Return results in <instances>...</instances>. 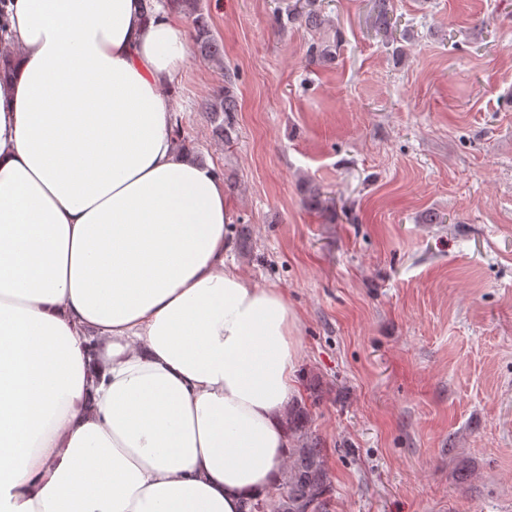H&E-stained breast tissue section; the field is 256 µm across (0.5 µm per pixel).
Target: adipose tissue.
Masks as SVG:
<instances>
[{
    "label": "adipose tissue",
    "mask_w": 512,
    "mask_h": 512,
    "mask_svg": "<svg viewBox=\"0 0 512 512\" xmlns=\"http://www.w3.org/2000/svg\"><path fill=\"white\" fill-rule=\"evenodd\" d=\"M0 79V512H240L292 446L297 318L230 265L179 149L180 18L11 0Z\"/></svg>",
    "instance_id": "adipose-tissue-1"
}]
</instances>
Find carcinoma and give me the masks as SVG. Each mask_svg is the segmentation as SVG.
<instances>
[{"label": "carcinoma", "mask_w": 512, "mask_h": 512, "mask_svg": "<svg viewBox=\"0 0 512 512\" xmlns=\"http://www.w3.org/2000/svg\"><path fill=\"white\" fill-rule=\"evenodd\" d=\"M162 6H181L192 16L193 46L205 60L218 66L224 65L221 45L212 31L207 13L200 0H172ZM391 0H374L372 22L379 32L391 29ZM303 22L312 28L325 23V17L316 5V0L288 7L287 23ZM340 40L321 39L311 43L309 58L312 62H331L336 58ZM201 108L209 115L214 132L222 139H232L235 131V112L239 102L231 82L215 95L203 101ZM288 428L293 439L283 477L274 487V493L264 500H249L244 512H327L331 481L327 466L326 449L321 441L309 433L308 411L300 402L293 403L288 410Z\"/></svg>", "instance_id": "obj_1"}]
</instances>
